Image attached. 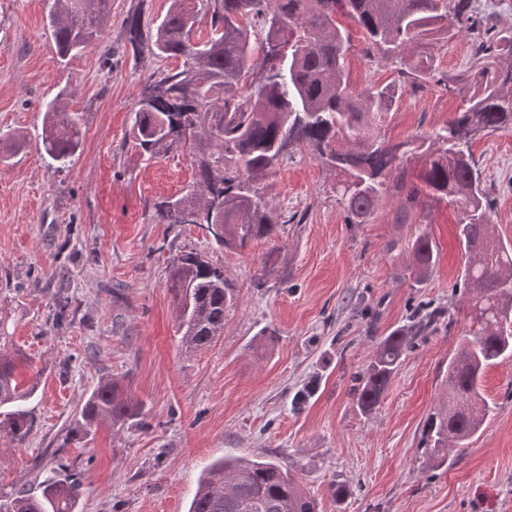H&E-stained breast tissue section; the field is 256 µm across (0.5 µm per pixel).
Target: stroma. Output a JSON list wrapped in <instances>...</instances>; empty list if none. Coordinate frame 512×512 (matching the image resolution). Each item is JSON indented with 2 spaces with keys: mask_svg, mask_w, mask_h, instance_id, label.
Here are the masks:
<instances>
[{
  "mask_svg": "<svg viewBox=\"0 0 512 512\" xmlns=\"http://www.w3.org/2000/svg\"><path fill=\"white\" fill-rule=\"evenodd\" d=\"M139 4L154 16L169 6L112 0L100 41L63 60L46 26L47 0H0V135L27 139L0 164V308L15 348L32 361L20 379L38 381L30 438L0 444V494L37 489L41 459L61 475L79 471L80 512H187L212 461L272 457L293 467L318 512H512V361L484 371L491 411L468 447L439 468L424 453L425 422L470 328L455 289L467 264L457 206L403 213L391 192L369 222L350 223L335 170L302 149L265 183L284 221L275 238L230 250L195 225L157 223L154 202L181 195L195 172L187 155L149 161L132 146L136 91L168 66L126 44L123 20ZM343 25L351 83L400 91L381 126L386 139L432 133L465 105L470 32L428 45L435 77L415 85L368 53L356 22ZM54 99L83 115L80 150L60 169L40 151L41 108ZM472 152L498 234L512 244V132L480 134ZM425 230L436 263L415 288L407 252L389 243ZM190 250L223 265L239 302L223 336L188 353L165 270ZM64 275L71 305L53 327L46 319ZM420 302L448 309L452 328L416 340L379 403L362 412L356 375ZM112 377L143 401V424L102 422L67 438L90 392ZM304 391L306 403L295 407ZM337 483L344 499L332 491Z\"/></svg>",
  "mask_w": 512,
  "mask_h": 512,
  "instance_id": "35a3bbf8",
  "label": "stroma"
}]
</instances>
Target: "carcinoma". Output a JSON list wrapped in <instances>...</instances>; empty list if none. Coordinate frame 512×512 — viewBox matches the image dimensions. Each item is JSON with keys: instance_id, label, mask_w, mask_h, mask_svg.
<instances>
[{"instance_id": "cac0c4a2", "label": "carcinoma", "mask_w": 512, "mask_h": 512, "mask_svg": "<svg viewBox=\"0 0 512 512\" xmlns=\"http://www.w3.org/2000/svg\"><path fill=\"white\" fill-rule=\"evenodd\" d=\"M194 9L195 0H171L161 18L135 9L124 19L132 50L183 59L141 85L131 129L135 148L149 159L186 151L192 158L195 181L180 197L154 203L158 223L196 224L226 249L276 236L283 221L263 184L289 151L302 147L336 170V193L358 224L392 189L402 196L403 211L447 199L461 204L457 238L468 255L462 287L473 333L448 362L446 400L424 429L429 463L445 465L448 451L468 445L490 411L480 391L485 369L512 360V246L495 234L468 136L472 128L512 132V33L477 32L468 67L474 92L465 108L429 135L433 144L425 149L415 139L381 138L380 122L397 91L350 84L351 41L337 16L364 29L380 60L418 78L429 74L430 58L415 45L448 33L454 22L476 26L473 0H205L210 30L198 42L192 41ZM111 19L112 0H53L48 25L57 55L91 46ZM272 42L287 45L288 53L270 54ZM256 50L262 53L258 67ZM42 112L44 157L63 168L80 149L82 114L56 99ZM420 149L425 162L413 174L407 159ZM405 249L410 278L420 288L435 266L432 237L423 231ZM168 285L182 347H210L238 301L224 266L182 251L170 261ZM452 325L447 311L435 307L416 312L410 325L381 340L366 371L355 377L358 406L365 412L376 406L416 337ZM25 362L0 318L1 442L22 444L34 428L28 402L37 383L16 375ZM142 411V401L120 381L104 380L70 432L103 421L137 424ZM82 493L75 472L64 479L47 476L37 495H1L0 512H78ZM188 512H317V502L280 460L223 457L203 471Z\"/></svg>"}]
</instances>
